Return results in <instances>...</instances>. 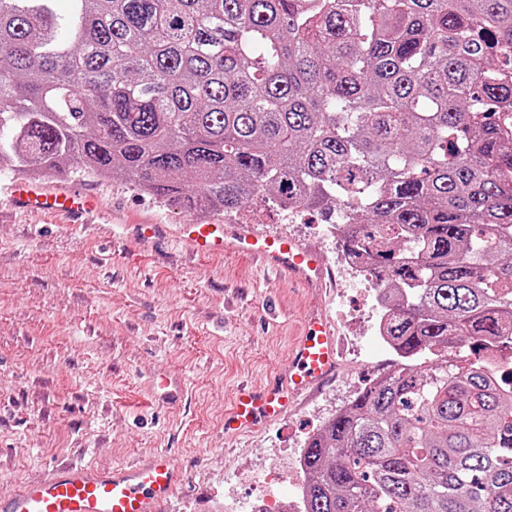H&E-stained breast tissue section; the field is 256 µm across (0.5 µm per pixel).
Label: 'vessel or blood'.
I'll return each instance as SVG.
<instances>
[{
    "instance_id": "b4317fda",
    "label": "vessel or blood",
    "mask_w": 512,
    "mask_h": 512,
    "mask_svg": "<svg viewBox=\"0 0 512 512\" xmlns=\"http://www.w3.org/2000/svg\"><path fill=\"white\" fill-rule=\"evenodd\" d=\"M13 205L21 211L42 210L82 216L102 207L100 199L72 190L47 191L40 183L16 181ZM179 238L203 254L244 252L295 280L321 284L327 268L296 240L230 229L222 220L193 221L180 227ZM339 342L324 321L307 324L294 348L293 367L283 382L263 391H244L224 419L225 431H248L259 423L284 417L294 399L317 387L336 369ZM181 472L168 453L135 465L101 469L91 463H65L48 480L20 487L0 499V512H161L174 494Z\"/></svg>"
}]
</instances>
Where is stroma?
I'll return each instance as SVG.
<instances>
[{
    "mask_svg": "<svg viewBox=\"0 0 512 512\" xmlns=\"http://www.w3.org/2000/svg\"><path fill=\"white\" fill-rule=\"evenodd\" d=\"M12 178L0 168V498L64 459L107 467L163 450L184 477L162 512H215L222 501L257 512L267 490L278 512H294L289 481L307 439L399 362L373 332L371 280L337 267L341 243L322 237L324 213L290 218L256 198L228 218L317 249L333 277L308 290L244 255L171 248L193 215L148 192L70 168L64 180L110 206L73 224L12 212ZM141 224L165 225L166 238L142 243ZM314 313L343 340L333 379L286 418L225 433L240 386L285 375Z\"/></svg>",
    "mask_w": 512,
    "mask_h": 512,
    "instance_id": "35a3bbf8",
    "label": "stroma"
}]
</instances>
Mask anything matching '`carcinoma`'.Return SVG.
Instances as JSON below:
<instances>
[{"mask_svg":"<svg viewBox=\"0 0 512 512\" xmlns=\"http://www.w3.org/2000/svg\"><path fill=\"white\" fill-rule=\"evenodd\" d=\"M504 112L512 0H0L1 166L342 217L402 363L305 443L304 512H512Z\"/></svg>","mask_w":512,"mask_h":512,"instance_id":"carcinoma-1","label":"carcinoma"}]
</instances>
